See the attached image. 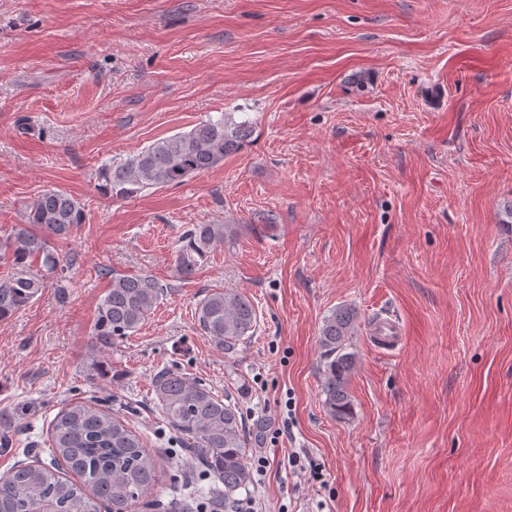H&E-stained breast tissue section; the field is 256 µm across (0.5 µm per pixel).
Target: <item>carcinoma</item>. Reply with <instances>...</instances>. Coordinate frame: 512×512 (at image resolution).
<instances>
[{
    "label": "carcinoma",
    "mask_w": 512,
    "mask_h": 512,
    "mask_svg": "<svg viewBox=\"0 0 512 512\" xmlns=\"http://www.w3.org/2000/svg\"><path fill=\"white\" fill-rule=\"evenodd\" d=\"M249 126L224 113L190 131L159 139L129 159L102 168V190L112 198H130L145 189L175 186L210 170L236 153L249 137ZM28 223L17 229L8 252L11 272L0 278V321L14 316L42 295L51 281L61 282L66 259L50 240L70 238L84 223L80 204L59 190H45L31 203ZM228 224H195L177 250L179 274H196L211 247L230 234ZM167 287L152 275L112 274L111 286L99 303L92 336L98 348H111L118 338L138 331ZM356 312L339 306L320 331L324 405L337 418L350 414L348 376L354 353L349 351ZM200 332L221 350L235 348L256 331L257 313L244 294L210 291L197 305ZM154 401L165 422L182 433L186 447L221 486H192L199 502L217 500L233 512L237 494L251 483L247 437L239 408L215 395L194 377L162 371L153 379ZM50 463L17 464L0 476V512H129L144 501L154 506L157 450L121 417L84 398L69 400L49 422Z\"/></svg>",
    "instance_id": "cac0c4a2"
}]
</instances>
